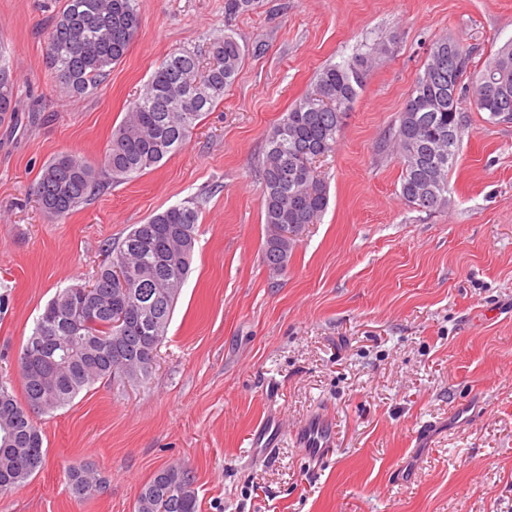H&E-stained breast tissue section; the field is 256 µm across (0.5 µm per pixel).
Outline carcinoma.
Wrapping results in <instances>:
<instances>
[{
	"label": "carcinoma",
	"instance_id": "carcinoma-1",
	"mask_svg": "<svg viewBox=\"0 0 512 512\" xmlns=\"http://www.w3.org/2000/svg\"><path fill=\"white\" fill-rule=\"evenodd\" d=\"M140 28L137 0H65L46 41V59L67 96L94 88L126 56ZM212 63L202 68L195 51L165 58L130 103L98 162L78 154L44 164L34 193L51 222L68 218L108 181L132 180L185 144L201 116L224 97L238 74L243 49L226 33L210 43ZM472 50L460 41L434 42L428 63L410 90L387 142L401 166V197L434 212L448 204V175L457 163L462 135L460 86ZM367 60L327 66L314 86L268 132L260 176L268 234L262 260L269 271L286 269L299 235L329 206V190L315 169L336 146L362 88ZM471 97L489 123L512 122V42L486 67L473 72ZM16 115V85L0 57V122ZM200 205L171 206L134 226L96 274L97 306L80 322L74 314L86 285L60 290L36 320L18 358L23 399L0 379V494L21 485L44 462L43 438L34 422L103 381H145L150 353L163 344L179 294L188 278L197 240ZM71 496L85 499L106 483L91 464L65 471ZM190 467L158 469L137 495L135 512H198Z\"/></svg>",
	"mask_w": 512,
	"mask_h": 512
}]
</instances>
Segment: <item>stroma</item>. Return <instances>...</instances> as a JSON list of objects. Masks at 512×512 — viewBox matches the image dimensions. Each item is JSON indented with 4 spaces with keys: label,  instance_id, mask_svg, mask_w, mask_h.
I'll list each match as a JSON object with an SVG mask.
<instances>
[{
    "label": "stroma",
    "instance_id": "obj_1",
    "mask_svg": "<svg viewBox=\"0 0 512 512\" xmlns=\"http://www.w3.org/2000/svg\"><path fill=\"white\" fill-rule=\"evenodd\" d=\"M139 32L88 94H60L44 37L64 0H0V48L19 122L0 125V374L60 289L91 282L106 249L174 205L198 201V241L146 382H100L37 417L42 469L0 512H134L167 464L196 475L198 512H512V124L464 100L448 205L414 209L382 143L447 36L476 67L512 41V0H138ZM233 34L244 57L186 144L138 178L108 183L66 220L34 195L42 165L96 161L155 68ZM371 58L336 150L316 164L330 204L270 276L260 165L267 133L329 65ZM336 446L295 439L312 412ZM285 433L269 462L251 437ZM92 464L105 493L70 496L64 470Z\"/></svg>",
    "mask_w": 512,
    "mask_h": 512
}]
</instances>
